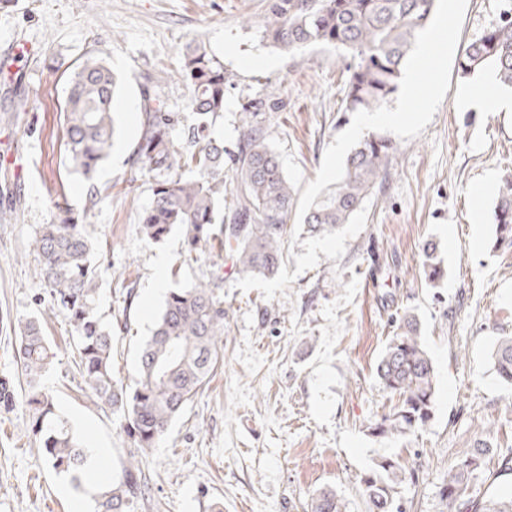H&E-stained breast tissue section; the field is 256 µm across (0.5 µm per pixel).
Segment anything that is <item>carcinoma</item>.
Returning a JSON list of instances; mask_svg holds the SVG:
<instances>
[{"instance_id": "carcinoma-1", "label": "carcinoma", "mask_w": 512, "mask_h": 512, "mask_svg": "<svg viewBox=\"0 0 512 512\" xmlns=\"http://www.w3.org/2000/svg\"><path fill=\"white\" fill-rule=\"evenodd\" d=\"M434 0H283L271 9L265 34L293 54L310 45L343 49L356 60L348 73L344 111L372 110L396 91L416 33L428 22ZM462 74L491 69L499 81L512 85V19L491 24L466 49ZM166 76L145 77L141 85V132L131 153L130 167L151 181L152 203L143 211L139 229L159 242L174 230L185 240L181 262L198 259L199 251L221 237L237 274L273 278L283 264V244L294 209V190L273 149L261 109L276 104L258 101L240 113V139L235 152L213 140L223 117L224 90L233 74L199 43L188 44L165 67ZM178 77L189 92L186 110L193 121L182 124L165 95L167 79ZM117 80L111 68L89 56L74 71L66 88V154L72 171L90 183L89 205L101 200L92 183L115 141L114 98ZM397 144L388 137H367L347 157L342 181L316 200L303 219L313 235L332 232L348 222L383 185ZM231 172L230 185L224 171ZM496 243L512 245V179L500 189L493 210ZM37 261L35 277L49 297L50 311L62 313L72 330L81 377L91 397L116 415L133 439L128 464L96 498L94 512H134L146 494L140 463L165 436L173 420L211 377L218 362V337L224 335V295L213 282L168 292L152 336L139 358L137 381L127 388L112 374V323L99 307L100 266L86 225L68 208L57 220L43 224L31 241ZM16 358L26 383L25 403L30 428L39 437L51 467L81 483L91 450L56 413L43 378L54 353L40 320L19 324ZM490 358L499 380L512 386V335L500 336ZM377 376L397 404L369 433L380 439L412 434L434 416L436 370L415 316L400 317L385 345ZM501 457L512 470V448H498L477 438L462 450L440 487L445 512H512V490L471 499L467 491L486 459ZM413 468L402 458L382 457L360 479L369 512H401L395 490ZM311 512H349L348 502L331 489H321Z\"/></svg>"}]
</instances>
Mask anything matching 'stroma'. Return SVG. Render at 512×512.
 Segmentation results:
<instances>
[{
    "label": "stroma",
    "instance_id": "obj_1",
    "mask_svg": "<svg viewBox=\"0 0 512 512\" xmlns=\"http://www.w3.org/2000/svg\"><path fill=\"white\" fill-rule=\"evenodd\" d=\"M277 0H13L0 9V378L21 375L14 323L38 317L55 358L43 384L57 412L78 418L100 481L118 474L132 440L84 389L71 327L48 312L29 241L67 201L86 224L101 268L103 314L121 306L134 283L127 327L113 342L112 372L133 385L139 349L168 290L201 280L224 293V334L209 382L142 463L151 491L135 512H307L323 488L368 512L360 479L383 456L415 474L400 485L403 512H443L441 482L458 451L482 432L512 447V386L500 383L489 351L512 332V246L494 243V202L512 176V112L460 108L462 86L479 73L452 66L445 98L421 135L398 140L389 175L368 198L365 228L338 259L297 273L294 245L284 262L296 272L285 296L237 289L229 251L206 248L181 264L184 240L145 239L140 216L152 201L147 177L130 178L140 135L139 88L185 44L199 41L235 76L214 136L234 149L249 98L274 100L269 143L296 192L315 180L326 147L346 130L341 108L351 58L326 45L296 55L274 46L264 21ZM512 13V0H468L456 56L486 27ZM24 34L31 53L9 58ZM106 60L119 78L116 142L95 184L70 173L65 152V86L86 57ZM486 186L481 201L472 190ZM434 242L444 268L437 286L424 276L422 249ZM415 313L437 371L433 419L415 434L381 440L369 428L395 400L375 364L393 324ZM99 483L75 485L44 460L28 429L24 399L0 409V512H74L93 504Z\"/></svg>",
    "mask_w": 512,
    "mask_h": 512
}]
</instances>
